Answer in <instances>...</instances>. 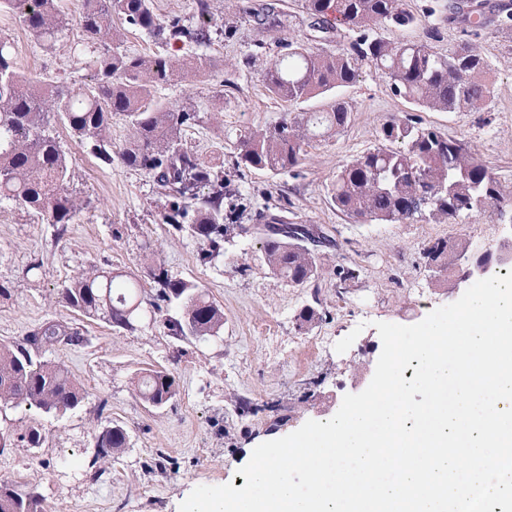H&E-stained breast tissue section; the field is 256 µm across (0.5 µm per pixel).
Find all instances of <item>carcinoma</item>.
<instances>
[{"label":"carcinoma","instance_id":"cac0c4a2","mask_svg":"<svg viewBox=\"0 0 512 512\" xmlns=\"http://www.w3.org/2000/svg\"><path fill=\"white\" fill-rule=\"evenodd\" d=\"M431 16L453 19L463 39L446 55L429 41L439 28L417 43L390 41L381 28H406L416 23L407 0H302V9L323 39L342 26L351 37L334 53L309 47L285 34L283 14L271 4L240 0L244 19L263 34V49L279 48L262 73L265 89L274 98L307 109L272 126L250 129L235 144L237 168L274 175H299L305 147L317 136L344 129L351 120L347 103L337 91L357 82L360 69L371 64L388 79L390 88L413 107L437 112L477 109L493 96L486 79L488 63L469 36L481 26L482 4L433 0ZM0 11L16 15L37 43L51 48L66 29L56 0H0ZM209 0H192L188 17L165 21L154 13L151 0H81L77 25L80 41L90 52L93 81L83 92L64 85L34 88L17 66L13 45L0 38V201H15L47 223L66 230L80 209L70 192L69 161L53 124L61 122L70 136L103 163L112 164V120L125 121L130 135L119 150L121 162L161 187L167 198L161 223L187 229L207 245L200 259L210 263L224 254V236L231 216L224 199L231 194L224 172L184 148L187 129L198 124L199 113L175 110L157 98L180 71L203 69V55L179 58L171 54H136L126 45L115 21L157 41L208 47L215 37L229 38L236 26L215 29ZM336 210L358 223L458 224L512 199L503 185L462 137L423 127L412 115L392 116L381 126L373 148L342 163L329 188ZM287 208L265 206L256 213L263 223L262 248L270 272L295 287L319 277L314 251L290 231ZM466 250L437 240L425 250L429 270L444 278ZM153 288L145 290L133 273L83 270L61 289L74 312L93 321L133 331L137 317L149 307L168 335L206 342L221 335L224 310L194 283L169 274L162 265L148 268ZM81 332L60 322H45L20 343L0 346V405H25L48 415H64L82 406L86 391L63 365L42 359L58 344L79 346ZM138 396L160 407L178 392L174 373L149 369L137 380ZM128 445L127 430L111 422L97 435L98 458L104 462ZM53 506L32 490L0 483V512H52Z\"/></svg>","mask_w":512,"mask_h":512}]
</instances>
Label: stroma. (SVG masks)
<instances>
[{
	"instance_id": "stroma-1",
	"label": "stroma",
	"mask_w": 512,
	"mask_h": 512,
	"mask_svg": "<svg viewBox=\"0 0 512 512\" xmlns=\"http://www.w3.org/2000/svg\"><path fill=\"white\" fill-rule=\"evenodd\" d=\"M287 15L290 34L310 38L330 53L349 39L339 30L332 40L314 38L301 0H276ZM486 27L476 43L489 64L494 95L480 112H423V125L465 137L503 183L512 186V32L504 16L485 0ZM429 0H410L417 22L404 30L385 29L387 39L418 42L439 26L433 46L453 50L460 33L427 15ZM238 0H213L212 24H237L233 39H218L206 50L212 70L188 69L160 97L171 107L192 104L201 119L188 129V148L232 175L245 204L242 224L249 233L229 232L224 254L203 263V245L187 232L161 223L164 196L152 178L120 160L99 166L86 149L60 131L71 169V186L85 204L64 233L15 202H0V345L20 342L47 321L79 328L85 342L58 345L48 359L65 365L89 396L81 408L61 417L25 407L0 408V436L15 437L33 424L45 435L42 447L0 449V482L37 492L55 512H179L200 485L233 484L253 449L284 437L306 421H327L345 395L357 393L362 363L378 360L382 342L377 323L412 325L458 300L462 289L435 287L425 266L426 247L459 238L469 254L495 247L512 232V202L459 224H361L333 207L328 185L339 165L372 148L377 132L410 104L392 94L381 73L364 67L358 81L342 89L351 121L340 132L311 141L298 177L245 170L234 165L241 132L276 124L296 104L271 97L260 74L276 49L256 52L260 35L242 21ZM70 24L53 50L44 51L19 20L0 12V38L13 43L17 63L29 77L60 78L70 88L90 83L93 72L79 61V0H60ZM287 201L298 222L314 224L332 240L317 248L326 262L319 278L302 287L288 285L268 269L261 236L251 229L255 210ZM40 260L38 278L26 276ZM160 263L170 274L197 284L224 310L220 338L196 343L168 336L147 314L134 331H116L77 315L60 290L84 268L144 275ZM315 306L318 318L300 329V310ZM173 368L175 397L161 407L142 402L134 391L144 369ZM122 422L127 448L111 463L98 462L96 436L108 423Z\"/></svg>"
}]
</instances>
